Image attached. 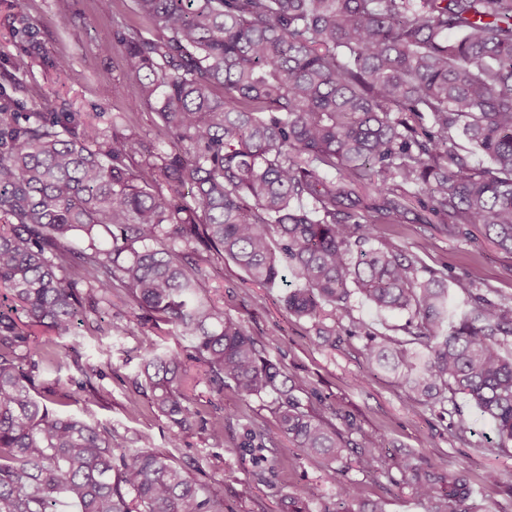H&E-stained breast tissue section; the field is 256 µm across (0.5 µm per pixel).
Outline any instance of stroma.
I'll return each instance as SVG.
<instances>
[{"mask_svg": "<svg viewBox=\"0 0 512 512\" xmlns=\"http://www.w3.org/2000/svg\"><path fill=\"white\" fill-rule=\"evenodd\" d=\"M133 7V0H114L108 12L100 10L98 0H0V84L16 86L12 109L31 112L46 99L52 111L84 113L104 131L164 141L156 113L136 104L135 85L127 84L124 95L112 93L113 85L126 79L121 49L99 50L114 40V15L139 23ZM12 13L29 18L39 54H28V42L9 37ZM123 112L130 113V121L113 125V115ZM376 244L415 260L420 269L471 281L490 298L512 301V255L500 251L478 227L452 233L443 224H387ZM208 272L206 286L225 316L241 322L259 348L295 379L304 408L351 439L365 432L382 438L388 452L411 448L428 464L466 471L478 504L488 512H512V443L498 447L490 426L463 395L442 404L415 403L392 376L367 364V333L403 338L406 315L377 311L354 297L351 316L337 325L338 340L330 345L317 335L313 320L287 312L283 283L255 282L229 259L212 262ZM139 315L127 291L116 288L111 306L101 307L93 329L84 330L77 341L54 340L44 331L37 336L38 342L52 343L61 361L60 368L41 371L39 387L73 395L68 413L111 429L116 452L150 439L153 448L171 451L184 474L222 502L223 512H288L292 499L307 512H334L339 486L348 481L360 483L364 498L380 502L384 512H431L430 502L416 498L390 464L361 471L356 451L337 463L335 475H327L320 459L305 455L279 433L267 397L243 402L229 386L220 393L203 385L187 387L203 418L179 432L152 409V394L141 386L138 373L149 345L178 351L185 342L172 326L156 327ZM126 324L134 325V333L120 334ZM355 324L366 326V334L351 335ZM89 364L100 373L91 379L97 398L87 404L76 400L75 382ZM461 416L472 428L462 438L452 429ZM217 420L224 424L219 436L211 431ZM250 430L268 438L262 455L243 446ZM175 438L180 441L176 449L171 446ZM488 471L497 474V482H485ZM247 484L252 487L248 495L242 492Z\"/></svg>", "mask_w": 512, "mask_h": 512, "instance_id": "obj_1", "label": "stroma"}]
</instances>
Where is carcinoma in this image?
Segmentation results:
<instances>
[{"instance_id":"cac0c4a2","label":"carcinoma","mask_w":512,"mask_h":512,"mask_svg":"<svg viewBox=\"0 0 512 512\" xmlns=\"http://www.w3.org/2000/svg\"><path fill=\"white\" fill-rule=\"evenodd\" d=\"M133 2L152 35L116 19L114 39L167 146L109 136L47 101L43 112L0 106V289L11 301L0 306V512H221L171 454L147 443L115 466L112 431L33 394L40 366L58 365L35 330L79 337L117 286L189 341L148 349L141 376L156 411L192 426L199 410L183 386L195 363L196 386L274 396L281 433L336 472L351 441L305 410L295 382L212 302L213 255L263 284L289 271L300 286L284 302L300 318L339 323L355 292L407 313V339L370 338L368 364L397 371L414 402L465 395L499 444L512 442V304L458 280L459 314L448 275L421 276L373 247L378 225L411 214L479 226L512 254V0ZM10 28L30 38L27 17ZM98 372L82 369L86 403ZM356 447L362 470L381 462L377 437ZM391 466L432 512H486L461 472L412 450ZM361 495L342 485L336 512H382Z\"/></svg>"}]
</instances>
